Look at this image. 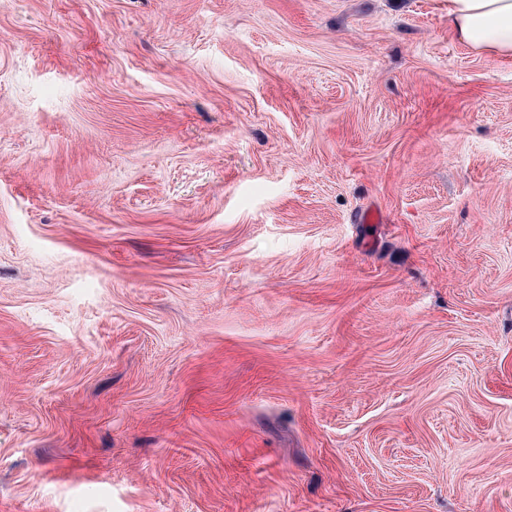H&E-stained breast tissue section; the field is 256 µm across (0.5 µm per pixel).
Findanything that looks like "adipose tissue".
<instances>
[{
    "mask_svg": "<svg viewBox=\"0 0 512 512\" xmlns=\"http://www.w3.org/2000/svg\"><path fill=\"white\" fill-rule=\"evenodd\" d=\"M448 16L460 42L512 56V0H448Z\"/></svg>",
    "mask_w": 512,
    "mask_h": 512,
    "instance_id": "obj_1",
    "label": "adipose tissue"
}]
</instances>
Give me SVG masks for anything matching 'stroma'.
<instances>
[{
  "label": "stroma",
  "instance_id": "obj_1",
  "mask_svg": "<svg viewBox=\"0 0 512 512\" xmlns=\"http://www.w3.org/2000/svg\"><path fill=\"white\" fill-rule=\"evenodd\" d=\"M0 512H512V57L0 0Z\"/></svg>",
  "mask_w": 512,
  "mask_h": 512
}]
</instances>
